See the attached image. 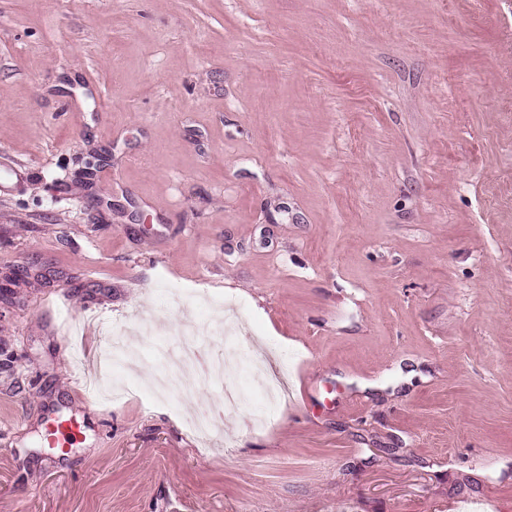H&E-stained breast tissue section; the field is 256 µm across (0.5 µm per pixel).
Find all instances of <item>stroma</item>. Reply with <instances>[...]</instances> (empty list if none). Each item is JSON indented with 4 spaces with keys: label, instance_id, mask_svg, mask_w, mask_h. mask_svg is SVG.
Returning a JSON list of instances; mask_svg holds the SVG:
<instances>
[{
    "label": "stroma",
    "instance_id": "1",
    "mask_svg": "<svg viewBox=\"0 0 512 512\" xmlns=\"http://www.w3.org/2000/svg\"><path fill=\"white\" fill-rule=\"evenodd\" d=\"M9 172L0 512H512V0H0ZM216 314L274 429L90 390ZM265 387L268 406L256 413L252 420H248V425L252 424L258 430L270 428L274 423L275 412L288 405V388L278 374H270ZM218 420H222L220 414L211 407L202 406L192 418V423L197 434L207 437L216 431Z\"/></svg>",
    "mask_w": 512,
    "mask_h": 512
}]
</instances>
